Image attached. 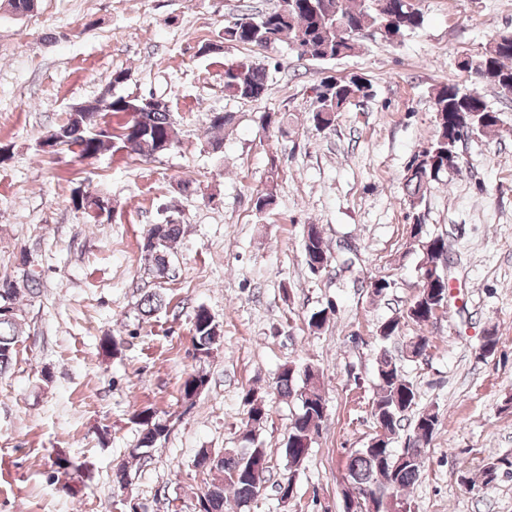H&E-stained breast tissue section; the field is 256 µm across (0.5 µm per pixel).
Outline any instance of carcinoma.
I'll list each match as a JSON object with an SVG mask.
<instances>
[{
	"instance_id": "obj_1",
	"label": "carcinoma",
	"mask_w": 512,
	"mask_h": 512,
	"mask_svg": "<svg viewBox=\"0 0 512 512\" xmlns=\"http://www.w3.org/2000/svg\"><path fill=\"white\" fill-rule=\"evenodd\" d=\"M336 7V13L326 15L319 11L322 0H277L276 5L258 13L243 12L224 26V42L258 47H270L284 40L300 58L315 61H332L349 57L359 48L360 38L368 32L381 33L385 15L391 11L399 13L402 36L420 29L423 15L410 0H327ZM479 83H487L499 89H512V32L493 37L476 61L464 64ZM269 90L267 68L252 62H232L224 65L225 95L242 101H254L264 97ZM317 107L308 113L310 125L318 132L334 126L338 114L349 105L362 103L372 96V84L361 76L337 80L325 77L316 87ZM135 103L131 96L100 95L87 101L89 111L67 112L65 118L52 128L58 136L57 146L79 145L84 158H96L106 151L114 153L152 157L172 150L178 143L176 119L167 109L151 112H136L133 119L117 133L110 131L104 121L107 112H127ZM436 120V135L428 144L427 154L442 170L431 176L429 165L418 161L415 154L407 167L405 189L409 205L418 207L440 181V177L458 169V162H448L450 155H458L460 128L467 126L473 133H482L499 122L497 112L489 108L478 91L464 89L458 84H446L435 89L432 97ZM261 127L277 125L278 132L288 133L287 114L264 112L259 117ZM75 209L96 219L99 217L100 199L96 194L74 199ZM183 225L173 219L155 224L144 238L141 253L148 270L158 279L168 276L169 254L172 245L182 236ZM410 236L428 244L425 251L424 268L421 269L419 293L407 304L403 314L385 319L378 326L381 341L386 342L402 335L404 322L425 326L435 315V307L448 300V280L444 273L453 262L448 251V237L440 234L429 236L420 217H415ZM306 262L314 273L330 264L329 248L320 229L315 224L307 225L302 238ZM34 293L38 277L30 270H23L22 281L11 277L0 278V308L10 315L0 313V375L7 373L17 355L21 342L19 315L14 301L20 287ZM167 307L163 293L152 291L140 300V315L151 318ZM221 329L211 312L199 306L192 319V343L198 360L209 359L218 345ZM377 375L381 393L374 401L372 411L376 427L385 431V436L372 437V443L355 450L345 465L343 480L354 486H365L378 494V512H411V503L402 494L419 479L424 467L425 450L437 425L433 413H421L412 426L413 441L402 452L396 454L391 440L397 434L406 412L415 405L416 389L405 377L400 366L387 353H382L377 362ZM208 383L206 370L199 369L189 374L181 386L184 400L191 401L198 387ZM274 398H294L299 409L293 415L284 455L288 461V476L277 484L279 499L286 503L294 498L296 487L294 476L304 465L323 418L325 398L318 372L307 366L295 373L290 365L280 369L274 384ZM248 405L247 417L242 422L243 446L231 449L224 456L208 465L200 459L194 460L196 468L216 472L221 477L207 485V506L204 512H224V494L233 493L236 505L251 499L264 485L269 471L266 449L255 444L256 432L264 425L269 415V405L264 393L251 388L244 395ZM130 421L137 426L139 438L130 456L147 461L151 449L166 440L170 426L156 417L149 408L135 411ZM53 466L66 475L86 477L85 463L67 457H57ZM512 468V460L490 458L481 468L486 482L494 481L501 470Z\"/></svg>"
}]
</instances>
